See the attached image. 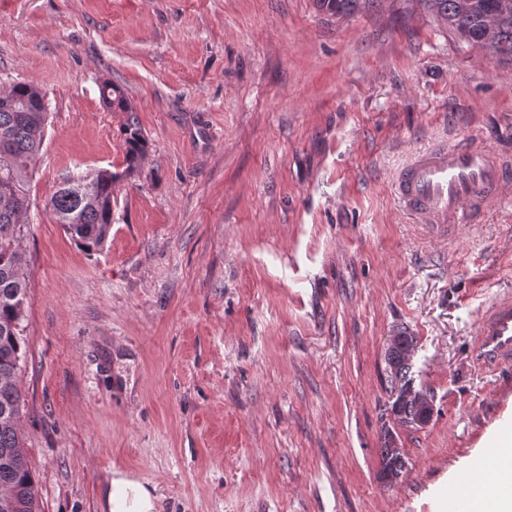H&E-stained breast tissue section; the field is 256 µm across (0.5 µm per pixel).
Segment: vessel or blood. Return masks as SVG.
I'll use <instances>...</instances> for the list:
<instances>
[{
	"label": "vessel or blood",
	"mask_w": 512,
	"mask_h": 512,
	"mask_svg": "<svg viewBox=\"0 0 512 512\" xmlns=\"http://www.w3.org/2000/svg\"><path fill=\"white\" fill-rule=\"evenodd\" d=\"M511 177L512 165L486 143L440 140L408 155L394 188L409 214L442 229L457 219L477 223ZM475 353L488 368L512 364V293L497 296L481 312Z\"/></svg>",
	"instance_id": "obj_1"
}]
</instances>
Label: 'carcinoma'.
I'll use <instances>...</instances> for the list:
<instances>
[{
  "label": "carcinoma",
  "instance_id": "1",
  "mask_svg": "<svg viewBox=\"0 0 512 512\" xmlns=\"http://www.w3.org/2000/svg\"><path fill=\"white\" fill-rule=\"evenodd\" d=\"M373 4L374 0H315L317 9L331 16ZM424 7L456 40L483 47L491 56L512 58V0H424ZM41 95V89L28 82L0 91V512H41L35 472L19 438L23 397L18 386L23 358L20 325L29 289L21 240L28 224L36 160L50 118L39 105ZM100 95L108 108L128 113L123 135L125 173L130 174L147 155V139L118 87L107 83ZM118 178L120 174L100 169L85 176L86 192L79 193L68 179L50 197L58 223L89 252L101 247L109 234L112 185ZM416 347L415 336L405 337L385 357L383 373L390 398L387 411L400 426L415 430L423 418L420 397L424 396L412 375ZM382 439L379 479L391 484L408 468V457L397 446L391 428H382Z\"/></svg>",
  "mask_w": 512,
  "mask_h": 512
}]
</instances>
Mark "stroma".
I'll return each mask as SVG.
<instances>
[{
    "mask_svg": "<svg viewBox=\"0 0 512 512\" xmlns=\"http://www.w3.org/2000/svg\"><path fill=\"white\" fill-rule=\"evenodd\" d=\"M47 95L21 249V444L42 512H103L112 469L159 512H448L512 436V367L473 360L512 291V190L434 238L400 209L408 154L448 135L512 155V58L459 46L421 0H0V90ZM149 142L123 175L126 113ZM119 172L88 252L47 201ZM434 416L383 484L396 326ZM319 11L331 16H343L360 9L373 7L374 0H315ZM100 95L103 103L109 109L128 113L127 121L123 127L124 164L126 165L124 172L130 174L139 168L141 161L147 155V139L139 126L133 106L118 87L106 83L100 90Z\"/></svg>",
    "mask_w": 512,
    "mask_h": 512,
    "instance_id": "1",
    "label": "stroma"
}]
</instances>
